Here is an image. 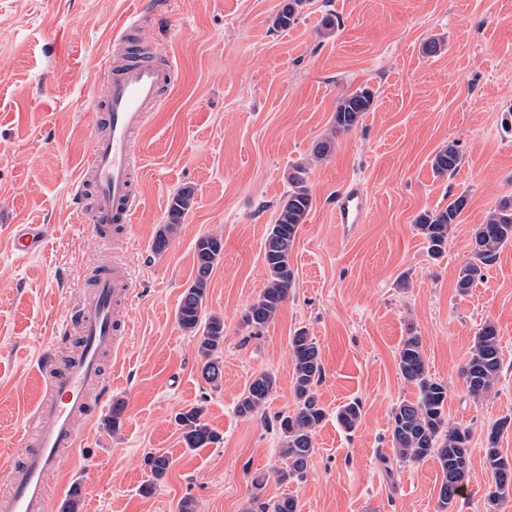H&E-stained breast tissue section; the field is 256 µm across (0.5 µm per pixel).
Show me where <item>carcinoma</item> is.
<instances>
[{
    "instance_id": "obj_1",
    "label": "carcinoma",
    "mask_w": 512,
    "mask_h": 512,
    "mask_svg": "<svg viewBox=\"0 0 512 512\" xmlns=\"http://www.w3.org/2000/svg\"><path fill=\"white\" fill-rule=\"evenodd\" d=\"M307 0H284L273 20L278 29L295 24L300 9ZM373 95L359 89L338 99L333 113L330 133L319 140L311 160L321 162L329 157L334 147L336 133L354 129L364 113L370 111ZM462 156L453 144L441 148L431 159L434 174L444 176L454 172ZM288 194L280 206L274 224L270 225L265 242L264 263L266 284L258 299L249 307L245 316L247 325L260 331L278 315L294 283L291 266L294 241L300 224L311 211L313 194L306 183V167L297 165L288 173ZM194 201V191L185 187L171 200L167 221L159 225L153 240V249L162 254L176 235L181 218ZM468 202L462 193L438 211H424L415 219V230L427 243L428 251L439 255L445 250L451 226L457 223ZM512 244V195L502 197L490 210L484 222L473 233L472 257L459 273L458 288L466 290L484 279V269L498 251ZM224 242L213 235L200 237L195 243L196 276L182 293L176 309V321L192 336L198 337V352L202 361L201 375L217 386L223 378L220 353L224 345V318L205 315V299L209 279L214 267L223 258ZM294 364L293 393L296 407L293 412L277 416L279 430L284 437L283 456L285 467L278 472V481L304 476L314 452L313 436L325 418L315 386L322 374L320 348L304 329H298L290 338ZM501 347L498 330L492 323L484 324L476 333L471 355L463 368L467 395L474 400L486 397L494 387L501 368ZM398 369L402 378L418 389L415 401L404 400L392 411L390 441L396 457L401 461L417 462L433 458L439 463L442 481L438 492L440 512L462 496L470 468L469 432L451 428L445 417L448 388L432 378L427 370L418 336L401 341L398 349ZM276 390V378L269 373L256 376L237 403V413L251 417L264 410L271 394ZM361 419V406L357 402L343 405L337 420L348 431L355 429ZM185 445L191 449L204 448L220 441L219 435L202 419V410L190 408L176 417ZM512 419L497 421L487 437L485 464L491 470L495 488L486 494V512H498L500 502L512 491V460L504 457L497 448L500 433ZM153 477L163 478L170 462L165 454L151 453L145 458Z\"/></svg>"
}]
</instances>
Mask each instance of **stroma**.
<instances>
[{
  "label": "stroma",
  "instance_id": "1",
  "mask_svg": "<svg viewBox=\"0 0 512 512\" xmlns=\"http://www.w3.org/2000/svg\"><path fill=\"white\" fill-rule=\"evenodd\" d=\"M282 5L0 0V490L41 393L39 358L88 292L92 270L112 260L111 247L74 222L70 185L89 150L93 99L104 93L88 77L122 18L143 11L151 15L145 38L169 50L178 71L140 147L143 201L128 254L139 288L125 348L103 363L115 373L111 398L125 408L115 432L109 410L95 416L54 482L50 512H63L76 487L80 512H179L187 498L196 512H263L287 494L301 512H439L436 460L399 461L390 442L393 408L418 395L396 362L410 335L422 339L430 376L448 387L449 424L470 432V472L450 512H484L493 483L487 436L512 418V244L467 292L457 281L474 229L512 194V0H308L280 30L272 20ZM329 15L339 27L324 37ZM432 39L441 49L429 56L423 46ZM363 88L373 94L370 112L337 134L327 160L311 163L337 99ZM451 143L463 162L436 176L430 160ZM298 164L314 205L297 232L288 300L256 336L244 316L265 286V240ZM352 183L370 200L353 227L336 221V200ZM187 186L194 203L156 253L155 232ZM462 193L468 204L445 253L429 255L416 216ZM12 224L53 230L25 255L10 246ZM204 235L224 241L206 297L207 313L224 318L217 387L202 378L197 340L175 317ZM488 322L502 367L476 401L462 369ZM300 328L321 351L315 393L326 416L305 476L282 483L276 416L295 407L289 339ZM264 372L277 379L265 410L238 415L241 394ZM354 400L362 416L349 432L336 412ZM194 406L219 443L185 447L175 417ZM155 451L170 459L158 481L145 464Z\"/></svg>",
  "mask_w": 512,
  "mask_h": 512
}]
</instances>
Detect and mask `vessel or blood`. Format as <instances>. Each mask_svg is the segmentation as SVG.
<instances>
[{"mask_svg": "<svg viewBox=\"0 0 512 512\" xmlns=\"http://www.w3.org/2000/svg\"><path fill=\"white\" fill-rule=\"evenodd\" d=\"M143 22L140 12L121 21L93 74L106 89L99 104L106 114L105 130L95 135L71 185L76 223L97 233L120 226L112 246L121 252L130 248L126 226L140 202L139 142L171 88L175 71L173 61L158 63L133 41ZM366 209L364 192L347 187L336 201V221L362 223ZM50 232L47 224L16 226L13 248L31 253ZM92 288V296L67 318L80 338L76 355L60 367L53 350H46L39 360L42 392L32 417L34 427L21 441L20 461L9 471L7 492L0 494V512H48L49 476L60 474L66 455L84 442L78 421H90L108 401L110 387L101 377V359L105 352H117L123 346L117 334L116 305L135 291L132 264H115L97 272Z\"/></svg>", "mask_w": 512, "mask_h": 512, "instance_id": "b4317fda", "label": "vessel or blood"}]
</instances>
